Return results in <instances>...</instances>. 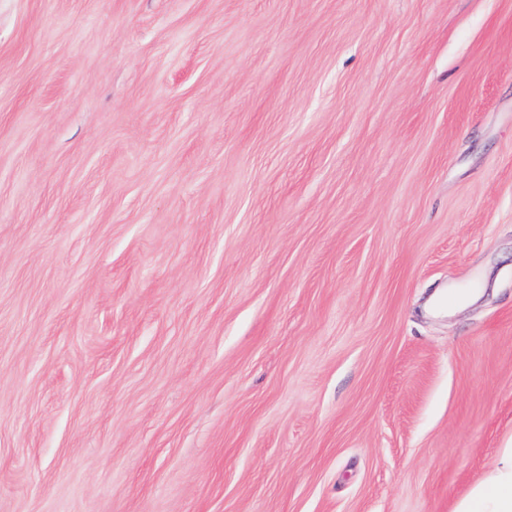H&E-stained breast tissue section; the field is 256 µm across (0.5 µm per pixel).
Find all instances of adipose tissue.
Listing matches in <instances>:
<instances>
[{
    "label": "adipose tissue",
    "instance_id": "obj_1",
    "mask_svg": "<svg viewBox=\"0 0 512 512\" xmlns=\"http://www.w3.org/2000/svg\"><path fill=\"white\" fill-rule=\"evenodd\" d=\"M452 512H512V444L498 449L489 468Z\"/></svg>",
    "mask_w": 512,
    "mask_h": 512
}]
</instances>
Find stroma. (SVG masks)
<instances>
[{
	"mask_svg": "<svg viewBox=\"0 0 512 512\" xmlns=\"http://www.w3.org/2000/svg\"><path fill=\"white\" fill-rule=\"evenodd\" d=\"M512 440V0H0V512H450Z\"/></svg>",
	"mask_w": 512,
	"mask_h": 512,
	"instance_id": "stroma-1",
	"label": "stroma"
}]
</instances>
